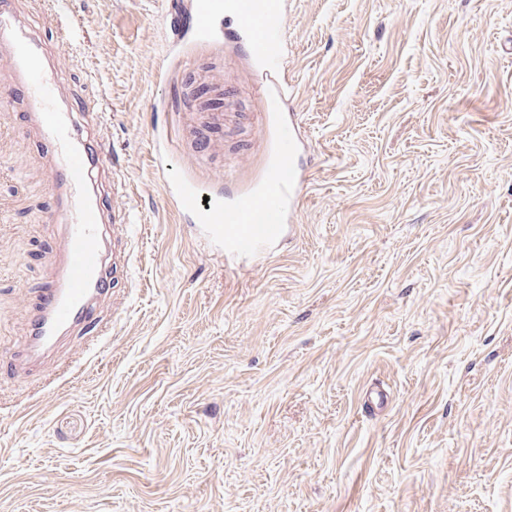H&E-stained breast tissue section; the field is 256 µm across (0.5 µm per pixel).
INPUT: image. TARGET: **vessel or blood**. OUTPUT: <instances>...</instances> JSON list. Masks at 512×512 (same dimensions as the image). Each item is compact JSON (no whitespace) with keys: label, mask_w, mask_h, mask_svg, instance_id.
<instances>
[{"label":"vessel or blood","mask_w":512,"mask_h":512,"mask_svg":"<svg viewBox=\"0 0 512 512\" xmlns=\"http://www.w3.org/2000/svg\"><path fill=\"white\" fill-rule=\"evenodd\" d=\"M236 14L239 37L262 74L274 78L268 95L271 109L265 116L269 144L266 177L249 190L225 196L222 189H203L189 178L168 179L165 192L176 209L190 214L201 236L232 257H264L292 225L308 178L294 158L301 146V131L293 113L285 112L287 93L279 79L285 41L282 0H172L168 10L171 31L178 40L208 38L216 13ZM0 52L16 62L11 87L13 98L25 101L34 123L46 141L63 155L62 177L66 191L59 218L66 238L56 277L36 290L32 316L34 333L22 355L36 365L64 331L76 328L92 311L94 301L106 291L114 271L128 267L130 256L123 243L126 218L113 213L112 228H104L101 208L85 190L93 167L109 166L105 148L88 154L75 139L67 113L53 106L58 78L43 63V47L15 24L0 23Z\"/></svg>","instance_id":"vessel-or-blood-1"}]
</instances>
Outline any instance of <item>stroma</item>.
<instances>
[{"mask_svg": "<svg viewBox=\"0 0 512 512\" xmlns=\"http://www.w3.org/2000/svg\"><path fill=\"white\" fill-rule=\"evenodd\" d=\"M9 0L140 235L93 322L15 359L63 229L53 148L0 109V512H512V0H288L310 176L297 232L228 263L151 163L233 195L267 102L238 26L169 0ZM247 120L192 147L186 115ZM128 184L112 194L114 181Z\"/></svg>", "mask_w": 512, "mask_h": 512, "instance_id": "35a3bbf8", "label": "stroma"}]
</instances>
